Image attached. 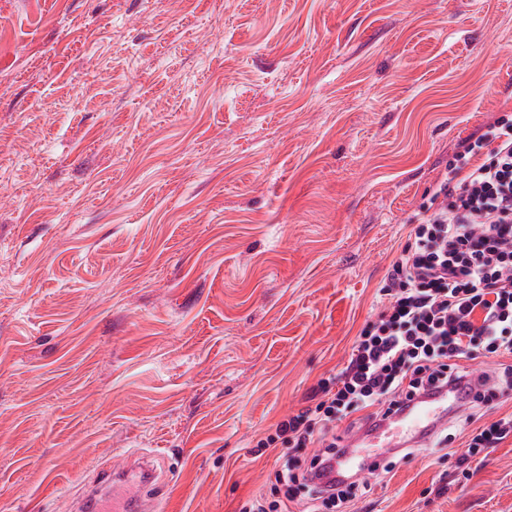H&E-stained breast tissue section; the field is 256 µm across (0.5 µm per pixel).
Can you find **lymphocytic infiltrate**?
<instances>
[{
  "label": "lymphocytic infiltrate",
  "instance_id": "f902f5d3",
  "mask_svg": "<svg viewBox=\"0 0 512 512\" xmlns=\"http://www.w3.org/2000/svg\"><path fill=\"white\" fill-rule=\"evenodd\" d=\"M455 181H438L419 212L414 238L396 256L389 303L357 336L346 367L320 380L315 407L279 422L262 448L277 442L312 449L276 472L280 496L248 499L241 512H346L369 491L368 478L322 487L314 478L335 460L327 441L337 423L375 425L418 397L477 382L470 407L512 393V118L498 117L467 139ZM500 358L496 373L474 370V352ZM512 437V415L472 429L458 466Z\"/></svg>",
  "mask_w": 512,
  "mask_h": 512
}]
</instances>
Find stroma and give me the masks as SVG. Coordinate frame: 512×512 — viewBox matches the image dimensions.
<instances>
[{"label":"stroma","instance_id":"stroma-1","mask_svg":"<svg viewBox=\"0 0 512 512\" xmlns=\"http://www.w3.org/2000/svg\"><path fill=\"white\" fill-rule=\"evenodd\" d=\"M512 114V0H0V512L154 454L239 512L383 307L461 143ZM351 512H512V438Z\"/></svg>","mask_w":512,"mask_h":512}]
</instances>
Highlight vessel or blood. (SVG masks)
I'll use <instances>...</instances> for the list:
<instances>
[{
  "label": "vessel or blood",
  "mask_w": 512,
  "mask_h": 512,
  "mask_svg": "<svg viewBox=\"0 0 512 512\" xmlns=\"http://www.w3.org/2000/svg\"><path fill=\"white\" fill-rule=\"evenodd\" d=\"M448 418V396L439 394L425 399L384 421L380 429L364 435L373 446L372 454L362 456L345 447L329 477L336 481L353 479L359 472L378 464L382 447L401 448L410 441H421L437 430ZM159 484L152 457L125 458L121 466L100 470L95 482L70 503L71 512H159Z\"/></svg>",
  "instance_id": "obj_1"
}]
</instances>
